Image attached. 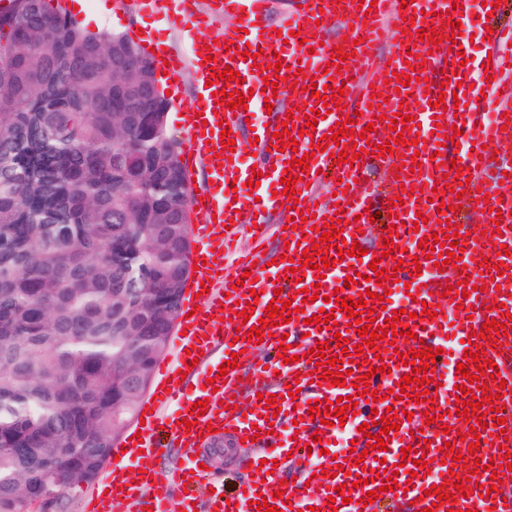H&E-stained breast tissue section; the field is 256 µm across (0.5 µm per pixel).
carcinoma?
<instances>
[{
  "label": "carcinoma",
  "mask_w": 512,
  "mask_h": 512,
  "mask_svg": "<svg viewBox=\"0 0 512 512\" xmlns=\"http://www.w3.org/2000/svg\"><path fill=\"white\" fill-rule=\"evenodd\" d=\"M154 77L126 34L0 10V512L93 481L167 351L190 194Z\"/></svg>",
  "instance_id": "cac0c4a2"
}]
</instances>
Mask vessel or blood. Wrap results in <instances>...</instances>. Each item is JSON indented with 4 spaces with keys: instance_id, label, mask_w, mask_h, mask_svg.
Instances as JSON below:
<instances>
[{
    "instance_id": "vessel-or-blood-1",
    "label": "vessel or blood",
    "mask_w": 512,
    "mask_h": 512,
    "mask_svg": "<svg viewBox=\"0 0 512 512\" xmlns=\"http://www.w3.org/2000/svg\"><path fill=\"white\" fill-rule=\"evenodd\" d=\"M301 6L289 15L288 23L279 27L269 22L272 0H211L209 9H202L198 0H180V8L164 13L168 26L179 31L189 44L187 54H180L168 44L155 41L149 35L139 36L146 58L155 71L165 74L171 89H178L185 70H193L201 88L200 97L188 104L181 123L186 132L185 151L189 168L209 170L212 183L192 194L196 222L192 234L200 247L191 253L192 294L179 318L177 328L179 352L175 363L164 364L158 372L151 397L145 400L139 415L145 420L140 433H129L114 452L116 458L105 470L99 489L89 495L86 512H168L172 498H179L182 512H259V497L274 499L278 512H396L408 507L409 512H422L436 506L435 496L429 495L431 485L443 484L450 477L474 476L479 484L490 487L487 495L477 493L458 498V512H512V477L502 476L500 484H493L485 466L491 458L501 457L503 448L512 449V415L507 416L504 429L487 426L480 433V451L470 455L467 442L460 432L468 431L465 417L455 413L456 385L463 378L456 367L465 351L482 348L487 358L499 368V382H492L489 372H482L481 381L487 382L495 401L500 389L512 390V336L493 338L475 337V330L483 323L499 318L501 311L512 312V156L505 148L512 146V124L505 116L512 113V0L497 7L489 25L494 33L483 42L481 52H473L469 44L468 24L482 0H377L369 10L360 8V0H300ZM240 15L239 26H227L221 44L207 46L202 32L214 15ZM461 21L455 32V45L431 53L420 50L425 67L408 65L407 46L414 40L407 36L410 28L430 34L440 27L442 20ZM394 21L401 30L389 62H382L378 49L386 21ZM348 29L346 40L329 42L328 33L334 25ZM211 49V64H203L201 53ZM250 57L263 53L265 58H279L281 76L294 83L288 95L277 96L273 104V121L254 131L259 142L253 148L250 162H243L241 152L222 148L221 130L227 129L234 140H241L248 113L264 107V74L253 68L249 59H240V52ZM345 53L346 61H338V53ZM341 62L340 72L329 71L333 62ZM233 67L239 71L241 82L211 81L212 70ZM405 72L412 81L408 96L396 93L391 79L394 73ZM462 74V82H453V74ZM331 85L343 88L340 101L343 111H331L318 119L312 135L299 137L297 150H281L275 137L282 131L286 117H293L296 128H303L306 116L312 115L317 104L307 91L311 85ZM240 90L249 93L246 106L228 108L217 103L215 92ZM460 91L461 100H454L453 91ZM385 97L379 111L384 118L373 121L370 108L372 93ZM301 112H294V105ZM494 109V121H486L487 109ZM409 115L410 120L400 136L391 131L389 117L396 112ZM463 114L465 122L460 133L451 126L456 114ZM353 121L352 135L342 143L328 139L327 133L339 117ZM370 127V144L363 157L353 163H337L336 153L341 145L354 144L355 132ZM322 139V149L311 147L313 139ZM391 143L393 153L382 156L379 147ZM310 155V170L297 181V198L284 195L282 179L287 162L294 154ZM420 160V168H413V160ZM469 169L472 179L464 181L450 176L452 160ZM408 172L406 180H396V171ZM261 172L259 185H252L254 172ZM447 180L450 191L436 192L439 180ZM488 192L489 201L478 199L479 192ZM394 205L395 217L381 216L379 222L365 218L366 207ZM314 215V223L304 222L303 211ZM279 212L278 223L268 220L272 212ZM342 221L344 241L340 248L330 249L333 267L318 272L306 270L302 279L287 276L285 257H292L295 265H302L303 251L311 250L314 239L320 238L321 225L331 217ZM403 225L395 240L393 257L382 256V244L388 235L393 218ZM458 228V244L463 249L462 262L471 276L473 292H464L458 285L457 269L447 266L438 270L440 251L425 252L419 246L421 237L429 233L447 235L448 225ZM276 237V251L266 246L268 237ZM249 238L250 249L232 266H225L224 252L240 238ZM360 245L366 253L351 256L352 245ZM506 246L504 275L495 277L479 266L480 255L493 253L495 245ZM380 254V265L395 270L389 279V303L368 299L378 320L393 318L402 311L401 321L412 329L415 337L405 340L395 336L393 341H381L379 349H366L357 354L356 345L362 344L356 327L350 326L344 307H331L326 296L339 293L340 297H365L375 283L369 275L373 254ZM402 266H395V259ZM251 280H244V273ZM353 284H346V277ZM317 289L318 299L303 302L299 288ZM454 290L464 295L463 308H455L443 296ZM282 295L297 309L291 322L274 327L272 335L263 336L261 343L248 341L251 326L257 325L275 295ZM255 302L249 321L236 318L237 303ZM503 303V310L493 309V302ZM436 310L432 321H422L423 309ZM334 312L336 330H321L309 318L319 312ZM348 338L354 350L343 354L335 346V336ZM328 341L332 347L327 354L333 358L349 356L352 372L345 386H332L315 376L317 343ZM290 343L296 359L284 362L280 357L281 343ZM438 348L434 370L442 375L440 388L431 390L433 404H418L414 399H395L391 392L401 378L411 373V353L421 345ZM402 355L403 364H395L394 355ZM237 358V368L220 374L221 364ZM385 365L387 375H375L369 382L370 390L381 394V401L359 400L357 411L348 415L344 425L334 424L333 413L326 403L336 402L347 395L357 397L356 379L369 368ZM201 383L214 379V388L191 387L192 378ZM297 382L298 393H290L288 385ZM276 396L280 414L266 409L264 399ZM206 401L204 415L198 416L193 428H185L181 421L189 417L191 406ZM317 403L322 414L309 417L310 403ZM393 410L398 430L389 431L385 452L367 447L369 435L379 434L375 415ZM440 415V423L426 425V411ZM370 423L369 433H360L362 423ZM451 433H444V426ZM229 437L233 442L252 448L253 463L262 464L266 473L263 482L240 485L229 497L204 489L202 485V456H194L188 464L171 471H162L159 465L162 450L174 442L184 448L202 447L203 436L211 430ZM318 435L319 443H311V435ZM453 445L461 460L456 468L442 465L444 445ZM409 446L425 454L430 463L415 469L412 458L403 457L402 447ZM365 451L362 466H354L348 459L350 448ZM342 458V465L323 462L322 450ZM288 464L302 473L296 485L281 486L279 474L273 473V464ZM398 470V486L386 491V470ZM364 474L366 482L375 479L382 493L373 504H366L368 487L356 485L357 474ZM353 484L352 500L338 509H330L327 499L331 488ZM283 497H276V490Z\"/></svg>"
}]
</instances>
